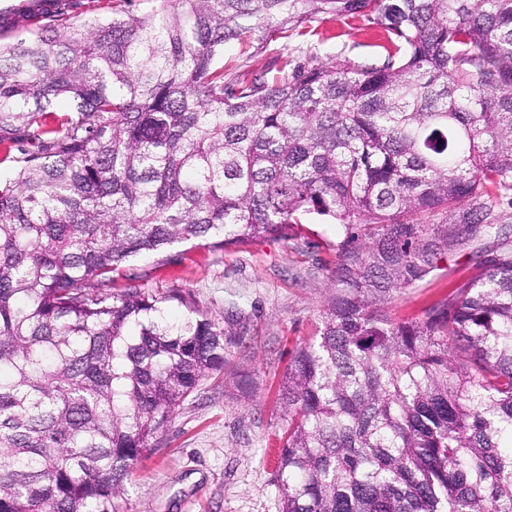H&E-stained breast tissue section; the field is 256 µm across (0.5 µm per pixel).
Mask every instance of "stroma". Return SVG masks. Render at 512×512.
Returning a JSON list of instances; mask_svg holds the SVG:
<instances>
[{
    "label": "stroma",
    "instance_id": "35a3bbf8",
    "mask_svg": "<svg viewBox=\"0 0 512 512\" xmlns=\"http://www.w3.org/2000/svg\"><path fill=\"white\" fill-rule=\"evenodd\" d=\"M313 27L259 51L229 43L224 68L269 82L288 59L359 66L385 60L383 36L364 18L328 17ZM340 235L336 223L307 219L289 240L210 251L177 244L166 264L150 256L130 263L127 274L136 284L179 288L213 317L234 318L239 336L226 346L223 373L205 380L154 441L127 485L121 512H279L275 385L293 347L315 332ZM475 272L469 251L448 254L439 270L395 294L389 308L403 319L421 318Z\"/></svg>",
    "mask_w": 512,
    "mask_h": 512
}]
</instances>
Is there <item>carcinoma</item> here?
I'll list each match as a JSON object with an SVG mask.
<instances>
[{"label": "carcinoma", "mask_w": 512, "mask_h": 512, "mask_svg": "<svg viewBox=\"0 0 512 512\" xmlns=\"http://www.w3.org/2000/svg\"><path fill=\"white\" fill-rule=\"evenodd\" d=\"M0 46V512H120L233 333L137 257L343 228L316 334L277 386L281 512H512V0H161ZM380 67L230 76L321 17ZM471 249L419 319L393 295ZM126 280L123 287L117 282ZM182 308L166 318L167 303Z\"/></svg>", "instance_id": "cac0c4a2"}]
</instances>
